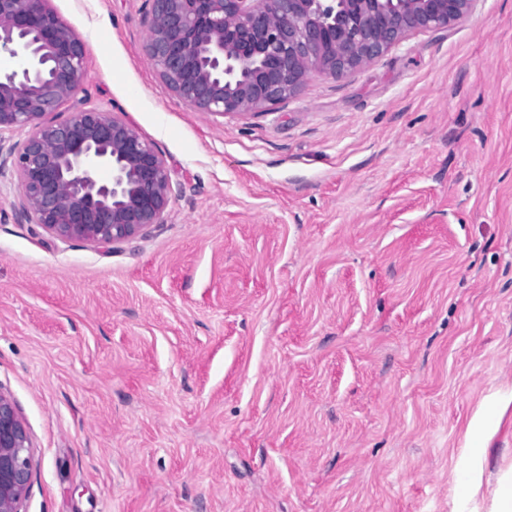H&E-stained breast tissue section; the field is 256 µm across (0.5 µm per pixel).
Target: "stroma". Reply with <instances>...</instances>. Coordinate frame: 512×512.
Masks as SVG:
<instances>
[{
  "instance_id": "1",
  "label": "stroma",
  "mask_w": 512,
  "mask_h": 512,
  "mask_svg": "<svg viewBox=\"0 0 512 512\" xmlns=\"http://www.w3.org/2000/svg\"><path fill=\"white\" fill-rule=\"evenodd\" d=\"M78 109L180 193L122 244L19 217L0 173V390L30 435L19 512H453L512 470V0H474L270 111L168 92L145 0H49ZM471 459V466L463 473L461 482L471 498L477 495L481 486L483 463L486 458V448H466Z\"/></svg>"
}]
</instances>
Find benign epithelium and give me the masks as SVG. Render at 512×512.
<instances>
[{
    "mask_svg": "<svg viewBox=\"0 0 512 512\" xmlns=\"http://www.w3.org/2000/svg\"><path fill=\"white\" fill-rule=\"evenodd\" d=\"M145 51L165 88L201 112L244 115L292 98L312 72L349 74L413 33L465 17L473 0H147ZM0 170L11 164L22 216L64 241L107 246L166 222L180 186L123 119L84 109L47 122L83 89L85 49L47 0H0ZM26 131L4 147V134ZM101 168L111 178L99 180ZM30 438L0 390V512H19Z\"/></svg>",
    "mask_w": 512,
    "mask_h": 512,
    "instance_id": "benign-epithelium-1",
    "label": "benign epithelium"
}]
</instances>
